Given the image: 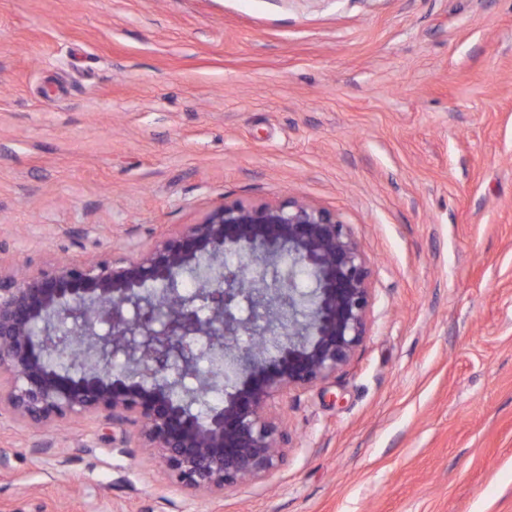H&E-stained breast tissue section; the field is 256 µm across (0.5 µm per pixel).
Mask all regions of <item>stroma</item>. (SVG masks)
<instances>
[{"label": "stroma", "mask_w": 512, "mask_h": 512, "mask_svg": "<svg viewBox=\"0 0 512 512\" xmlns=\"http://www.w3.org/2000/svg\"><path fill=\"white\" fill-rule=\"evenodd\" d=\"M287 197L375 301L279 471L192 491L108 414L2 417L0 512H512V0H0L1 264Z\"/></svg>", "instance_id": "stroma-1"}]
</instances>
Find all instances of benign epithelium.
I'll return each mask as SVG.
<instances>
[{
	"mask_svg": "<svg viewBox=\"0 0 512 512\" xmlns=\"http://www.w3.org/2000/svg\"><path fill=\"white\" fill-rule=\"evenodd\" d=\"M373 303L370 260L336 213L226 201L132 258L0 270V412L43 428L110 412L178 485L235 490L278 470L289 435L273 405L350 363ZM205 350L224 368L200 376Z\"/></svg>",
	"mask_w": 512,
	"mask_h": 512,
	"instance_id": "obj_1",
	"label": "benign epithelium"
}]
</instances>
